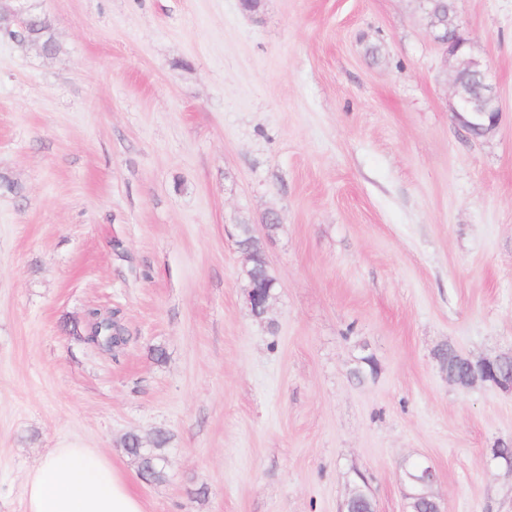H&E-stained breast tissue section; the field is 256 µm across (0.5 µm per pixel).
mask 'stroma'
<instances>
[{"label": "stroma", "mask_w": 512, "mask_h": 512, "mask_svg": "<svg viewBox=\"0 0 512 512\" xmlns=\"http://www.w3.org/2000/svg\"><path fill=\"white\" fill-rule=\"evenodd\" d=\"M27 5L57 49L0 36V512L64 440L147 512H341L360 478L407 512L415 460L444 512H512V394L435 357L512 350V0H454L501 101L479 139L420 0ZM160 431L150 481L124 440ZM252 275L260 278L267 275L272 281L273 278L269 274L267 267L263 269L259 262L252 268V274L249 267H246L241 277V280L244 281L242 293L246 306L254 316L262 317L267 313L270 300L273 298L272 288H275V281L270 284L260 283Z\"/></svg>", "instance_id": "stroma-1"}]
</instances>
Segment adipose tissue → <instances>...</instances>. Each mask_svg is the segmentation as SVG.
I'll use <instances>...</instances> for the list:
<instances>
[{"label":"adipose tissue","mask_w":512,"mask_h":512,"mask_svg":"<svg viewBox=\"0 0 512 512\" xmlns=\"http://www.w3.org/2000/svg\"><path fill=\"white\" fill-rule=\"evenodd\" d=\"M24 512H146L128 478L98 450L59 443L27 476Z\"/></svg>","instance_id":"1"}]
</instances>
